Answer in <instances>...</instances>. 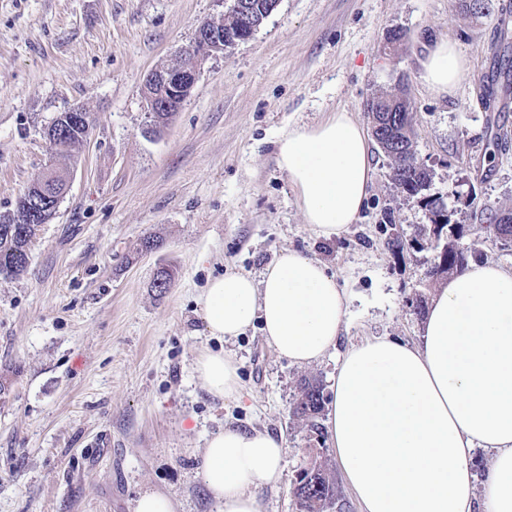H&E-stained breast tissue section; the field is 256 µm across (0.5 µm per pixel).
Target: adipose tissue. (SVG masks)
I'll list each match as a JSON object with an SVG mask.
<instances>
[{
  "label": "adipose tissue",
  "instance_id": "ef3b65f1",
  "mask_svg": "<svg viewBox=\"0 0 512 512\" xmlns=\"http://www.w3.org/2000/svg\"><path fill=\"white\" fill-rule=\"evenodd\" d=\"M421 68L425 85L442 96L463 62L439 40ZM276 163L319 237L356 223L375 169L366 131L349 113L289 127ZM198 305L209 335L228 342L258 321L280 356L304 366L335 352L348 296L323 263L289 250L259 277H212ZM193 369L212 397L240 395L231 354L201 350ZM324 426L362 512H512V268L473 262L450 277L419 345L380 336L347 349ZM477 448L492 454L481 483L472 466ZM284 455L282 438L267 430L212 433L200 470L217 512H261L258 489L279 482Z\"/></svg>",
  "mask_w": 512,
  "mask_h": 512
}]
</instances>
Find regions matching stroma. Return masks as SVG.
<instances>
[{"label": "stroma", "mask_w": 512, "mask_h": 512, "mask_svg": "<svg viewBox=\"0 0 512 512\" xmlns=\"http://www.w3.org/2000/svg\"><path fill=\"white\" fill-rule=\"evenodd\" d=\"M500 0L481 14L462 0H280L253 37L210 55L160 135L150 121L147 75L172 65L200 23L222 20L230 0H0V213L50 161L45 131L60 114L88 112L69 189L39 228L25 274L0 278V512H133L159 488L180 512H216L198 473L209 435L224 425L268 429L286 454L261 512H295L293 490L319 449L346 512H359L332 446L289 413L302 377L324 385L337 357L296 366L260 324L224 342L209 336L196 299L227 270L259 275L284 251L317 259L350 296L339 349L375 336L419 344L414 311L433 250L385 247L428 221L393 185L387 158L356 224L317 238L305 224L276 141L332 112L370 125L366 101L407 77L417 157L432 173L463 246L512 267V247L491 242L469 197L512 208V150L488 164L492 139L512 133L508 106L481 100L498 39ZM404 34L390 49L392 31ZM466 61L445 97L422 83L420 59L436 39ZM152 235L158 249L145 252ZM169 269L174 283L153 280ZM225 350L243 390L212 398L192 365L200 349Z\"/></svg>", "instance_id": "obj_1"}]
</instances>
